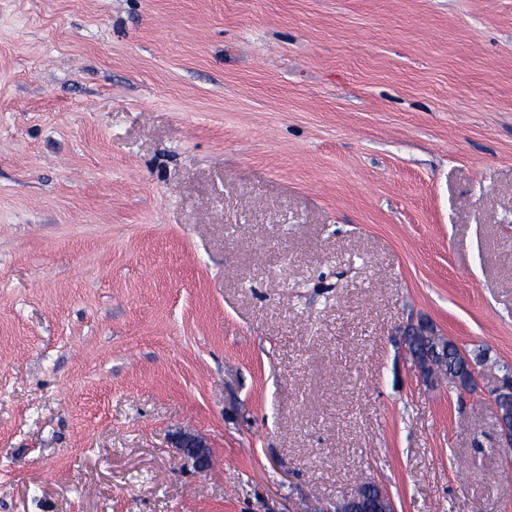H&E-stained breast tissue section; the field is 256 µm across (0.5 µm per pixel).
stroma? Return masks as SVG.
Listing matches in <instances>:
<instances>
[{"instance_id": "35a3bbf8", "label": "stroma", "mask_w": 512, "mask_h": 512, "mask_svg": "<svg viewBox=\"0 0 512 512\" xmlns=\"http://www.w3.org/2000/svg\"><path fill=\"white\" fill-rule=\"evenodd\" d=\"M505 364L512 0H0V512H512ZM432 326H434V325L432 324ZM434 328H435V326H434ZM434 336L440 337L442 339L443 343L445 342V339L448 338V336H445L444 334L438 332V330L436 328L434 331ZM434 336H428V335L414 336L413 344H414L415 351L417 353H420L421 355L434 354V355L438 356L439 358H441L443 356L444 359L443 360L440 359V360H442V364L444 365L446 372L448 374H451V375L457 377V378L460 377L462 379L466 372V367H467L466 360L462 356L454 353L451 350H448V352L442 354L440 347L437 346V342L434 339ZM512 381L501 378L491 391V398L496 409L498 441L501 448H512ZM175 445L184 456L194 460L199 471L209 468L211 464L210 448L201 438L190 433H180L176 437ZM372 490L371 499L359 494H352L334 504V510L326 509V512H365L364 509L377 506L382 512H395L394 502L385 487L376 483L367 482ZM373 502V504H372Z\"/></svg>"}]
</instances>
